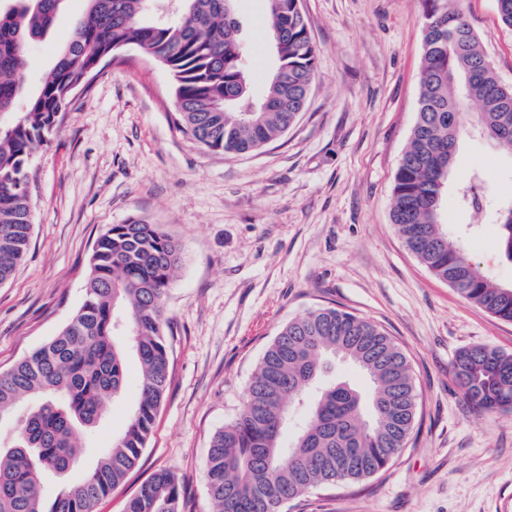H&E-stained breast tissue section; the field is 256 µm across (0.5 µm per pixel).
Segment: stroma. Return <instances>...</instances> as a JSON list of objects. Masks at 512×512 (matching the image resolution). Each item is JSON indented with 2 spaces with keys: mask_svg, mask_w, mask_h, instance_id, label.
<instances>
[{
  "mask_svg": "<svg viewBox=\"0 0 512 512\" xmlns=\"http://www.w3.org/2000/svg\"><path fill=\"white\" fill-rule=\"evenodd\" d=\"M499 78L512 85V27L496 0H461ZM317 77L300 120L246 155L204 149L174 125L172 77L136 47L111 54L61 113L30 161L33 228L26 261L0 286V373L55 336L84 298L89 259L109 225L133 216L181 246L164 305L171 378L137 466L96 512H124L154 472L183 486L182 512H214L205 477L213 435L231 423L265 350L288 320L335 304L381 325L405 352L418 393L402 453L356 485L309 490L281 512H512V413L477 411L454 373L458 351L512 354V322L435 278L391 222L392 181L415 123L423 57L419 0H302ZM85 0H65L28 47L24 92L53 66ZM268 0H238L254 92L274 66ZM483 170L487 203L461 206L456 186ZM442 213L497 282L512 284L496 211L512 199V156L464 135ZM103 420L78 430L79 462L47 474L44 501L80 481L123 431L140 367Z\"/></svg>",
  "mask_w": 512,
  "mask_h": 512,
  "instance_id": "35a3bbf8",
  "label": "stroma"
}]
</instances>
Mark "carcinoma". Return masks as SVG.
Here are the masks:
<instances>
[{
    "label": "carcinoma",
    "mask_w": 512,
    "mask_h": 512,
    "mask_svg": "<svg viewBox=\"0 0 512 512\" xmlns=\"http://www.w3.org/2000/svg\"><path fill=\"white\" fill-rule=\"evenodd\" d=\"M62 0H0V115L22 93L27 48L51 28ZM236 0H87L26 111L0 126V285L26 258L32 228L29 162L57 130V116L87 88L102 55L137 46L173 78L177 127L211 151L246 154L279 140L304 112L317 53L297 0H268L274 69L260 96L238 37ZM419 105L392 186L391 221L437 279L490 315L512 322V285L491 278L449 235L441 204L472 107V133L512 154V85L502 82L456 0H420ZM460 201L481 208L463 185ZM501 255L512 262V202L497 211ZM181 262L179 243L142 216L111 224L90 257L85 299L62 331L0 374V418L23 400L15 444L0 455V512H96L137 465L169 384L163 302ZM140 364L138 404L82 481L46 507L41 478L80 458L76 425L91 429L126 385L125 359ZM367 378L362 391L330 375L336 358ZM455 376L483 411L512 410V354L483 345L456 354ZM308 414L284 439L290 407ZM417 415L406 354L376 323L333 306L288 321L263 354L238 417L212 437L206 462L218 512H281L312 488L355 483L385 469ZM181 486L166 471L142 483L125 512H180Z\"/></svg>",
    "instance_id": "1"
}]
</instances>
